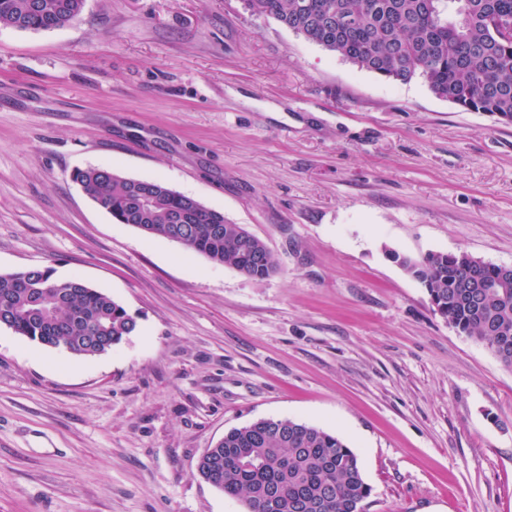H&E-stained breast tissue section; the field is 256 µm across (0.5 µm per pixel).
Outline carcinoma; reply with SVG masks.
I'll use <instances>...</instances> for the list:
<instances>
[{
	"label": "carcinoma",
	"mask_w": 512,
	"mask_h": 512,
	"mask_svg": "<svg viewBox=\"0 0 512 512\" xmlns=\"http://www.w3.org/2000/svg\"><path fill=\"white\" fill-rule=\"evenodd\" d=\"M85 0H0V25L52 30L80 20ZM305 40L390 81L421 78L466 112L512 124V0H246ZM75 180L116 222L179 244L263 281L276 272L264 243L240 224L162 180L88 168ZM426 289L448 325L486 345L512 370V276L465 251L419 257L390 252ZM9 328L45 347L104 354L137 322L110 296L53 271L0 274ZM197 472L245 512H365L371 494L354 451L314 424L260 419L234 428L203 454Z\"/></svg>",
	"instance_id": "obj_1"
}]
</instances>
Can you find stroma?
Masks as SVG:
<instances>
[{
	"label": "stroma",
	"instance_id": "1",
	"mask_svg": "<svg viewBox=\"0 0 512 512\" xmlns=\"http://www.w3.org/2000/svg\"><path fill=\"white\" fill-rule=\"evenodd\" d=\"M163 180L267 245L252 280L73 179ZM512 265V126L388 81L245 0H85L0 25V273L51 268L137 330L80 357L0 325V512H244L197 462L290 418L357 454L366 512H512V371L394 254ZM85 0H0V25L52 30L80 20Z\"/></svg>",
	"mask_w": 512,
	"mask_h": 512
}]
</instances>
